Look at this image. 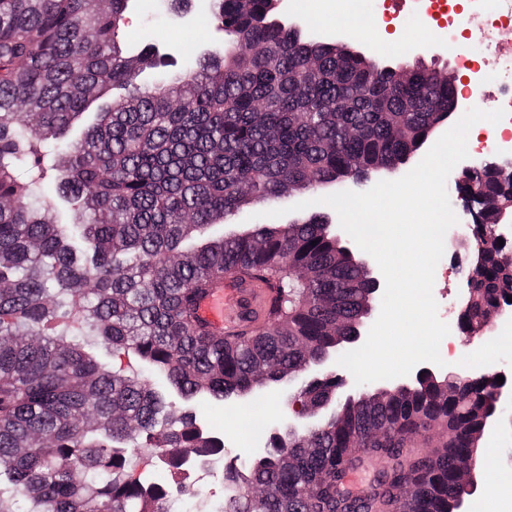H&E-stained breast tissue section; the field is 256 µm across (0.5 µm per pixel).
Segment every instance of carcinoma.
<instances>
[{
	"instance_id": "carcinoma-1",
	"label": "carcinoma",
	"mask_w": 512,
	"mask_h": 512,
	"mask_svg": "<svg viewBox=\"0 0 512 512\" xmlns=\"http://www.w3.org/2000/svg\"><path fill=\"white\" fill-rule=\"evenodd\" d=\"M129 0H0V512H172V491L130 474V457L183 468L224 458L189 407L256 401L349 351L378 301L372 273L312 211L226 231L246 208L405 164L457 112L454 86L419 60L396 67L320 42L278 0H213L224 48L177 69L122 37ZM122 96L107 101L114 90ZM482 219L457 243L480 258L463 333L512 296V172L460 175ZM317 244H312V241ZM272 280L270 324L218 335L196 315L212 282ZM92 335L137 369L85 349ZM496 382L433 373L367 384L303 433L268 432L224 466L209 512H462ZM437 450L407 454L434 424ZM387 432L385 440L373 433ZM389 460L367 498L336 481L360 453Z\"/></svg>"
}]
</instances>
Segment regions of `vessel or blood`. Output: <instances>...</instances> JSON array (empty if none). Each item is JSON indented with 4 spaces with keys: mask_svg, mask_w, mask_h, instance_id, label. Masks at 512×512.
<instances>
[{
    "mask_svg": "<svg viewBox=\"0 0 512 512\" xmlns=\"http://www.w3.org/2000/svg\"><path fill=\"white\" fill-rule=\"evenodd\" d=\"M275 297L274 289L262 280L227 276L213 283L198 304L197 316L215 332L231 334L263 325Z\"/></svg>",
    "mask_w": 512,
    "mask_h": 512,
    "instance_id": "obj_1",
    "label": "vessel or blood"
}]
</instances>
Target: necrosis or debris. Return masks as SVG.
Segmentation results:
<instances>
[{
  "label": "necrosis or debris",
  "instance_id": "necrosis-or-debris-1",
  "mask_svg": "<svg viewBox=\"0 0 512 512\" xmlns=\"http://www.w3.org/2000/svg\"><path fill=\"white\" fill-rule=\"evenodd\" d=\"M411 17L437 29L461 96L512 117V9L504 0H410Z\"/></svg>",
  "mask_w": 512,
  "mask_h": 512
}]
</instances>
